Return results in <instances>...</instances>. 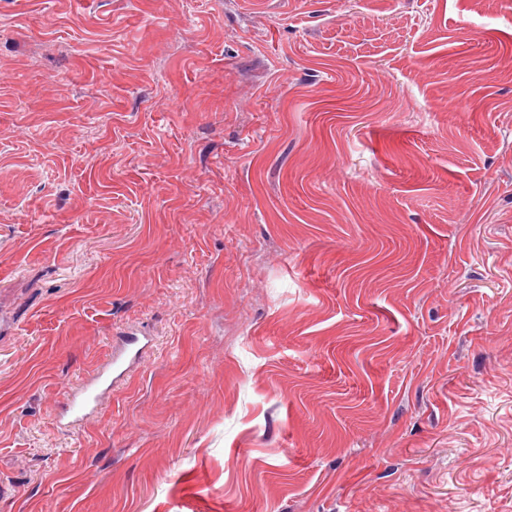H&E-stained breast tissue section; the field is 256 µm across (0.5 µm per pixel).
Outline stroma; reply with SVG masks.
Instances as JSON below:
<instances>
[{"label":"stroma","mask_w":512,"mask_h":512,"mask_svg":"<svg viewBox=\"0 0 512 512\" xmlns=\"http://www.w3.org/2000/svg\"><path fill=\"white\" fill-rule=\"evenodd\" d=\"M511 54L512 0H0V512H512ZM151 345L152 339L148 336H119L116 344L112 346L107 362L68 393L67 406L62 415H70L75 420L91 416L96 411L100 398L114 390L129 368Z\"/></svg>","instance_id":"stroma-1"}]
</instances>
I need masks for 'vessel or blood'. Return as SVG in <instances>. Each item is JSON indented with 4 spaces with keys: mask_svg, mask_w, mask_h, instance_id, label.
Wrapping results in <instances>:
<instances>
[{
    "mask_svg": "<svg viewBox=\"0 0 512 512\" xmlns=\"http://www.w3.org/2000/svg\"><path fill=\"white\" fill-rule=\"evenodd\" d=\"M151 344V339L146 336L128 334L119 337L107 362L69 392L66 414L76 419L91 416L100 398L123 380L129 368Z\"/></svg>",
    "mask_w": 512,
    "mask_h": 512,
    "instance_id": "vessel-or-blood-1",
    "label": "vessel or blood"
}]
</instances>
